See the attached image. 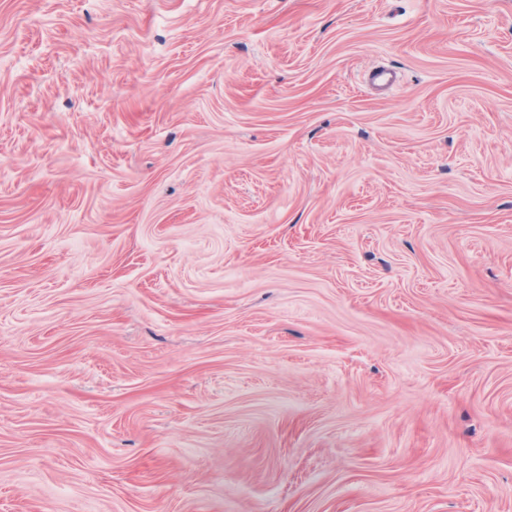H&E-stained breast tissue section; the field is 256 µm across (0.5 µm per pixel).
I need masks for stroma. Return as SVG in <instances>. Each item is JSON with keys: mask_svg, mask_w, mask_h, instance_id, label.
<instances>
[{"mask_svg": "<svg viewBox=\"0 0 512 512\" xmlns=\"http://www.w3.org/2000/svg\"><path fill=\"white\" fill-rule=\"evenodd\" d=\"M0 512H512V0H0Z\"/></svg>", "mask_w": 512, "mask_h": 512, "instance_id": "1", "label": "stroma"}]
</instances>
